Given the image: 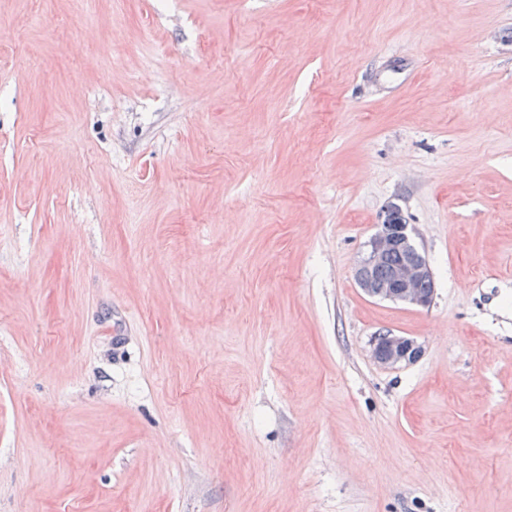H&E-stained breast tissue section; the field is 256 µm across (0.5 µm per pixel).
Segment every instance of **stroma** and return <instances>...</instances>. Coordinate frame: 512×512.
Masks as SVG:
<instances>
[{"instance_id":"35a3bbf8","label":"stroma","mask_w":512,"mask_h":512,"mask_svg":"<svg viewBox=\"0 0 512 512\" xmlns=\"http://www.w3.org/2000/svg\"><path fill=\"white\" fill-rule=\"evenodd\" d=\"M0 512H512V0H0ZM410 226L402 221L400 212L387 210L385 219L378 225V231L369 242L368 252L362 258L359 270H356V282L370 297L412 306H427L434 293L433 273L425 254L412 236ZM395 250L405 252L408 259L393 267L386 278L373 279L370 276L372 270L387 261L374 273L381 278L393 264L399 262L400 255L392 254ZM427 281L432 282V288L431 292L425 293L421 288L426 291L429 286L420 288V285ZM422 355V348L407 336L391 333L375 338L371 345L373 360L383 367H395L416 362Z\"/></svg>"}]
</instances>
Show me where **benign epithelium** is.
Listing matches in <instances>:
<instances>
[{"mask_svg":"<svg viewBox=\"0 0 512 512\" xmlns=\"http://www.w3.org/2000/svg\"><path fill=\"white\" fill-rule=\"evenodd\" d=\"M396 250L408 255V259L393 267L390 274L375 280L370 272L383 265ZM356 282L370 297L401 302L412 306H427L433 293L423 292L420 285L433 280V273L425 254L412 236L410 225L404 223L398 211H387L378 231L369 242V249L355 274ZM422 348L407 336L391 333L380 335L371 345L373 360L383 367H395L416 362Z\"/></svg>","mask_w":512,"mask_h":512,"instance_id":"7a95c632","label":"benign epithelium"}]
</instances>
